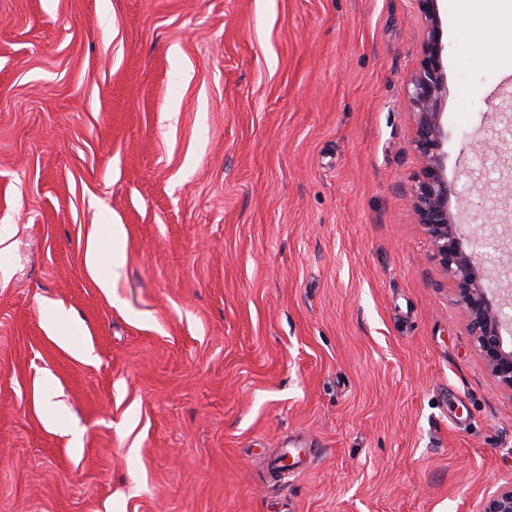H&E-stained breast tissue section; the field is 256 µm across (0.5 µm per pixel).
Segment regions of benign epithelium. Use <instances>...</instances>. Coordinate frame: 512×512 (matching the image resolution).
Instances as JSON below:
<instances>
[{
    "instance_id": "obj_1",
    "label": "benign epithelium",
    "mask_w": 512,
    "mask_h": 512,
    "mask_svg": "<svg viewBox=\"0 0 512 512\" xmlns=\"http://www.w3.org/2000/svg\"><path fill=\"white\" fill-rule=\"evenodd\" d=\"M423 23L421 62L409 78L404 104L416 118L414 148L421 159V171L412 194V204L434 246V258L454 282L459 303L467 317L471 335L491 372L512 388V350L504 348L501 317L503 304L493 300L473 251L463 248L468 235L450 208L443 150L448 133L443 124L442 102L447 94L443 65L440 0H415ZM479 512H512V485L488 494Z\"/></svg>"
}]
</instances>
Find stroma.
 <instances>
[{
  "instance_id": "stroma-1",
  "label": "stroma",
  "mask_w": 512,
  "mask_h": 512,
  "mask_svg": "<svg viewBox=\"0 0 512 512\" xmlns=\"http://www.w3.org/2000/svg\"><path fill=\"white\" fill-rule=\"evenodd\" d=\"M458 12L447 177L506 243L512 175L473 143L512 74L462 62ZM421 33L414 0H0V512H477L512 484V389L412 206ZM115 222L108 296L84 252ZM44 322L48 334L58 336L75 356L84 359L92 357V350L82 342L78 343L73 337L72 318L64 308L54 305L51 312L45 316Z\"/></svg>"
}]
</instances>
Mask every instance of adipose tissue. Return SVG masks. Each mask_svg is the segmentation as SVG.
Returning a JSON list of instances; mask_svg holds the SVG:
<instances>
[{
	"label": "adipose tissue",
	"instance_id": "ef3b65f1",
	"mask_svg": "<svg viewBox=\"0 0 512 512\" xmlns=\"http://www.w3.org/2000/svg\"><path fill=\"white\" fill-rule=\"evenodd\" d=\"M485 3L486 0H461L459 28L467 44V61L494 67L502 63L504 54L512 52V30L493 35L473 26V18L483 11ZM123 235L122 225L112 224L104 234L91 236L86 244V264L94 273L98 288L107 293L113 288V275L111 267L105 266L102 258L111 254L113 245Z\"/></svg>",
	"mask_w": 512,
	"mask_h": 512
}]
</instances>
